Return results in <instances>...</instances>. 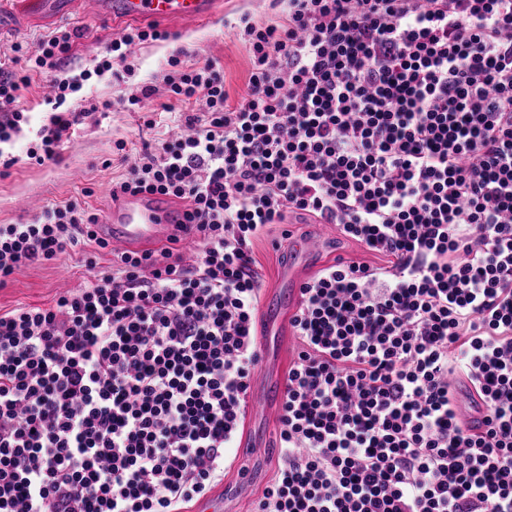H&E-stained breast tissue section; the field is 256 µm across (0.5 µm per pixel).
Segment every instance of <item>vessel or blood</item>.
<instances>
[{"label":"vessel or blood","instance_id":"b4317fda","mask_svg":"<svg viewBox=\"0 0 512 512\" xmlns=\"http://www.w3.org/2000/svg\"><path fill=\"white\" fill-rule=\"evenodd\" d=\"M224 12V0H96L98 19L119 32L129 26H200ZM189 218L182 203L159 193H122L113 201L102 224L101 238L112 246L146 251L170 242L192 249V242L180 230ZM284 281L289 297H296V282L307 269V260L315 252L313 243L293 238Z\"/></svg>","mask_w":512,"mask_h":512}]
</instances>
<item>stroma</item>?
Returning <instances> with one entry per match:
<instances>
[{
    "mask_svg": "<svg viewBox=\"0 0 512 512\" xmlns=\"http://www.w3.org/2000/svg\"><path fill=\"white\" fill-rule=\"evenodd\" d=\"M279 13L271 0H224L223 16L208 27L174 29L168 41L135 47L129 60L134 73L126 81L106 75L85 83L70 96L67 110L81 113L82 119L64 138L58 160L43 166L33 164L26 156L29 143L36 140L44 123L47 107L43 99L49 92L46 76H34L18 102L20 108L29 112L30 121L11 148L16 162L0 174V224L31 220L48 206L70 199H87L96 211H104L111 202L113 187L128 173V156L144 145L168 137L181 120L184 105L169 97L162 83L169 55L181 49L191 58L208 57L216 61L224 70V88L230 102H237L246 90L252 69L249 46L235 34L240 19L247 16L252 21L271 24L277 21ZM62 26L83 31L69 60L76 70L93 67L95 58L104 54L112 40L109 28L90 14L61 12L49 23H28L21 18L18 0H0L1 53H9L11 45L17 42L36 43L42 35ZM142 83L156 89L153 111L149 114L127 110L120 102L124 94ZM119 141L125 142V151L116 150ZM287 219L295 233L321 240L315 267H322L339 255L374 266L384 263L382 257L365 251L356 241L314 223L312 217L291 213ZM281 231V225H271L264 236L253 242L256 273L266 293L279 289L286 265L284 249L273 246ZM82 259L83 251L78 248L54 261L20 267L8 284L0 288V312L20 304H50L59 293L87 286L96 276L112 271L111 250L98 251L97 265L92 270L84 266ZM294 311V305H285L283 321L272 326L259 323L264 354L252 379L253 386L286 380L300 345L287 323ZM279 414V409L271 406L248 411L241 432L252 450L243 461L250 478L242 483L237 470L226 472L225 481L236 486L234 496L225 503L227 512H253L263 489L272 483L281 463L276 442Z\"/></svg>",
    "mask_w": 512,
    "mask_h": 512,
    "instance_id": "1",
    "label": "stroma"
}]
</instances>
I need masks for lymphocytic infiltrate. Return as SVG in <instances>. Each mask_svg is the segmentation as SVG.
<instances>
[{
  "label": "lymphocytic infiltrate",
  "mask_w": 512,
  "mask_h": 512,
  "mask_svg": "<svg viewBox=\"0 0 512 512\" xmlns=\"http://www.w3.org/2000/svg\"><path fill=\"white\" fill-rule=\"evenodd\" d=\"M83 32L0 62V145L51 74L29 160L57 161L69 94L168 40L128 28L68 75ZM252 71L167 60L183 133L137 153L120 188L190 211L192 264L167 247L46 307L0 313V512H183L223 482L261 362L251 250L291 211L386 259L336 257L300 286V341L254 512H512V0H288L244 19ZM70 200L0 224V287L24 265L106 248ZM483 407L455 413L456 375Z\"/></svg>",
  "instance_id": "lymphocytic-infiltrate-1"
}]
</instances>
